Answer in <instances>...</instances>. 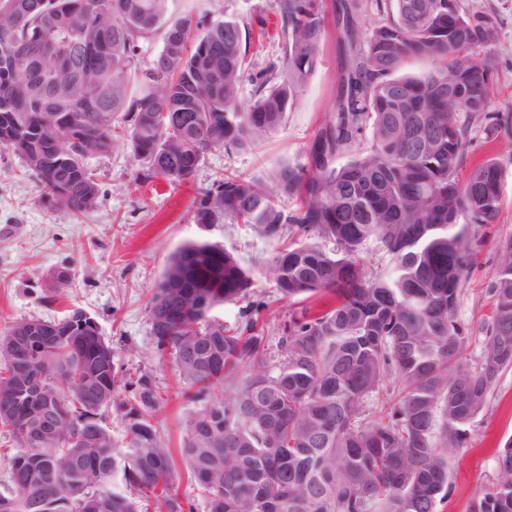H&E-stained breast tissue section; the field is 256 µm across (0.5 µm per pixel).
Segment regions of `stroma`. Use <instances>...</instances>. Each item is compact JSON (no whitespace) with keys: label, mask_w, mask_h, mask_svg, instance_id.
Returning <instances> with one entry per match:
<instances>
[{"label":"stroma","mask_w":512,"mask_h":512,"mask_svg":"<svg viewBox=\"0 0 512 512\" xmlns=\"http://www.w3.org/2000/svg\"><path fill=\"white\" fill-rule=\"evenodd\" d=\"M463 9L492 15L498 37L491 46L494 83L487 120L472 124L469 147L456 171L466 179L487 158L500 167V210L494 224L479 231L482 242L463 280L456 318L469 337L470 361L480 358L490 326L492 284L501 240L512 238V0H460ZM196 10L221 9L252 31L261 32L249 56L257 67L276 62L287 36L281 28L278 0H197ZM339 71L338 35L328 29L320 62L300 90L282 126L253 150H213L193 181L168 184L143 177V167L128 150L116 149L86 160L96 177V206L75 215L54 207L25 172L11 150L0 149V332L22 319L50 320L61 308L40 300L43 277L67 265L75 274L69 306L97 321L111 343L113 359L125 375H153L163 403L154 424L178 444L182 422L192 406L178 395L171 361H158L149 335L148 302L170 256L183 243L206 240L237 255L253 272L251 296L264 300V347L271 360L281 356V325L292 310L262 273L276 242L259 237L244 224H196L192 202L219 174L265 177L271 170L308 164V148L330 116ZM512 438V368L501 373L481 413L468 428L466 448L449 464L450 485L438 512H471L479 493L497 478L495 450Z\"/></svg>","instance_id":"35a3bbf8"}]
</instances>
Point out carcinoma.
Here are the masks:
<instances>
[{"instance_id":"obj_1","label":"carcinoma","mask_w":512,"mask_h":512,"mask_svg":"<svg viewBox=\"0 0 512 512\" xmlns=\"http://www.w3.org/2000/svg\"><path fill=\"white\" fill-rule=\"evenodd\" d=\"M453 2L376 0L386 19L369 30L360 0H332L343 56L332 113L309 147L310 167L270 176L300 207L286 212L263 181L232 174L197 199V224L228 219L273 240L313 234L334 249L302 240L266 261L282 298L326 302L288 315L273 365L258 326L264 302L250 301L235 325L213 315L249 295L251 271L204 240L174 252L148 322L194 405L178 448L183 467L153 425L162 403L154 378L123 379L112 345L80 311L23 319L0 335V404H10L0 428L16 445L0 512H194L179 495L185 477L207 512H438L448 461L512 368L511 239L498 247L490 335L473 365L455 318L475 227L500 209V175L489 158L466 181L455 177L468 146L462 115L491 103L480 74L493 68L474 50L493 45L498 27ZM279 14L283 56L253 75L252 32L221 10L176 16L172 0H0V25L11 28L0 48L18 47L16 66L0 69V148L74 214L98 199L85 160L116 147L142 161L145 178L188 184L212 149H251L274 133L315 71L326 35L316 0H279ZM155 38L161 48L143 68L139 44ZM75 48L88 72L66 102L50 105L48 82L70 76ZM411 59L437 68L395 76ZM247 78L254 100L244 109ZM450 81L462 86L457 103L448 102ZM365 131L371 147L336 167ZM368 244L390 256L375 276L361 263ZM59 271L63 280L41 300L55 303L73 285V269ZM28 331L36 339L15 341ZM30 377L43 385L33 401L16 393ZM384 389L396 401L370 420L363 403ZM44 409L56 433L28 437ZM112 415L125 424L120 442ZM496 463L475 512H512V439Z\"/></svg>"}]
</instances>
